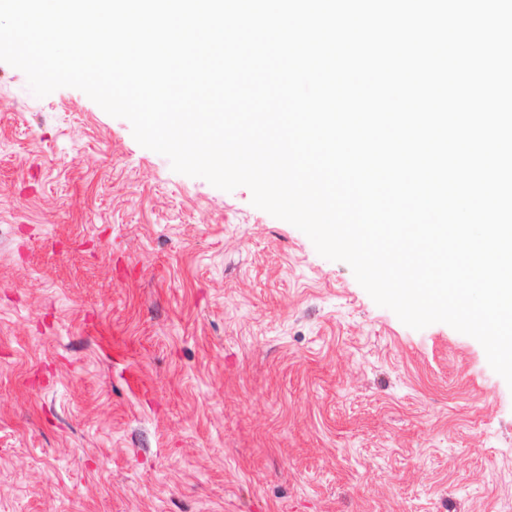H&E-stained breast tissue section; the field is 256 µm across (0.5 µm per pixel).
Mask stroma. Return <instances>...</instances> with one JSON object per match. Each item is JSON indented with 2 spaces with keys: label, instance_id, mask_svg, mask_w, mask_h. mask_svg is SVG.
<instances>
[{
  "label": "stroma",
  "instance_id": "1",
  "mask_svg": "<svg viewBox=\"0 0 512 512\" xmlns=\"http://www.w3.org/2000/svg\"><path fill=\"white\" fill-rule=\"evenodd\" d=\"M251 199L0 62V512H512L482 345Z\"/></svg>",
  "mask_w": 512,
  "mask_h": 512
}]
</instances>
